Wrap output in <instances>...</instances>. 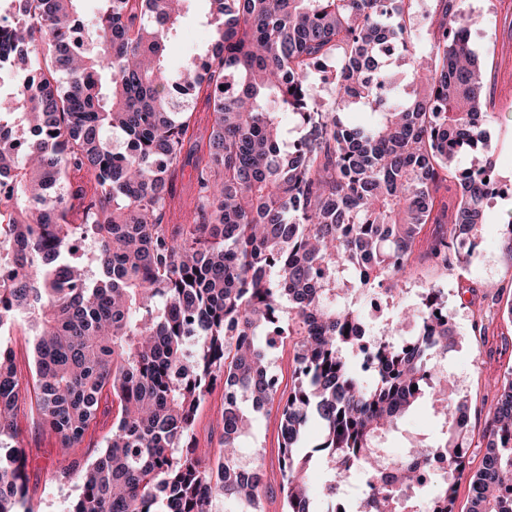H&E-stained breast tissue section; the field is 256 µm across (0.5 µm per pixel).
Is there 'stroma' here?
Returning a JSON list of instances; mask_svg holds the SVG:
<instances>
[{"mask_svg":"<svg viewBox=\"0 0 512 512\" xmlns=\"http://www.w3.org/2000/svg\"><path fill=\"white\" fill-rule=\"evenodd\" d=\"M465 5L469 13L483 17L469 44L482 63L493 98L497 119L488 129L486 155L505 193L486 210L480 232L484 249L476 264L464 266L452 260L442 266L420 251L403 282L414 290L441 287L454 315L459 345L443 366L456 393L468 404L469 475L482 463V430L494 408L493 386L512 371V323L502 317L506 300L512 299V261L502 252L500 234L503 216L512 212V0H466ZM223 411L224 389L218 385L206 394L200 408L195 428L199 452H218ZM21 428L28 451L29 499L39 512H63L67 501L79 493L75 482L58 476L59 461L66 452L53 433L32 419H23ZM278 446L279 413L274 410L256 420L244 441L245 454L260 453L272 481L279 472ZM468 475L458 482L456 512H467L469 507Z\"/></svg>","mask_w":512,"mask_h":512,"instance_id":"stroma-1","label":"stroma"}]
</instances>
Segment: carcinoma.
<instances>
[{
	"label": "carcinoma",
	"mask_w": 512,
	"mask_h": 512,
	"mask_svg": "<svg viewBox=\"0 0 512 512\" xmlns=\"http://www.w3.org/2000/svg\"><path fill=\"white\" fill-rule=\"evenodd\" d=\"M84 2L0 0L18 20L0 27V48L13 49L20 104L0 112V231L14 266L0 337L30 336L26 383L0 346V512H33L19 416L37 413L67 450L111 402L96 457L61 467L80 488L68 512H217L223 497L264 512L267 474L256 458L241 465L238 448L273 404L285 512H352L339 489L350 479L362 512H402L397 487L428 486L423 454L448 459L430 512H454L469 443L465 405L432 364L458 344L451 315L429 306L442 289L378 322L374 365L351 353L372 324L358 300L403 292L425 227L435 262L467 264L498 195L480 157L496 116L463 37L478 17L465 0H434V29L428 14L413 22L416 0H206L207 52L174 67L193 0H97L91 17ZM320 62L337 72L325 97ZM350 107L364 112L346 118ZM187 164L195 194L172 224ZM274 336L298 337L286 392L269 371ZM219 377L211 458L194 430ZM427 399L440 435L390 457L388 436ZM312 421L321 438L302 455ZM483 437L469 512H512L511 372Z\"/></svg>",
	"instance_id": "carcinoma-1"
}]
</instances>
